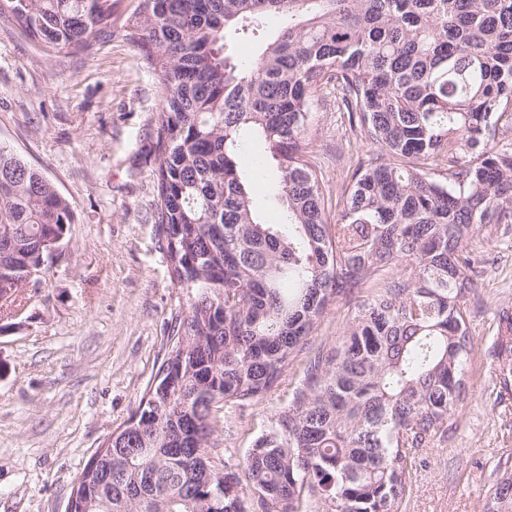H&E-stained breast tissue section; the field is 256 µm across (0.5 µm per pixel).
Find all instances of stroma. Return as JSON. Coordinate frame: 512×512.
Returning <instances> with one entry per match:
<instances>
[{"instance_id": "obj_1", "label": "stroma", "mask_w": 512, "mask_h": 512, "mask_svg": "<svg viewBox=\"0 0 512 512\" xmlns=\"http://www.w3.org/2000/svg\"><path fill=\"white\" fill-rule=\"evenodd\" d=\"M113 3L111 37L76 55L43 51L0 23V145L53 182L75 215L43 280L0 311V512H66L76 478L136 410L166 355L172 318L190 303L170 284L153 218L157 79L122 29L139 0ZM314 99L306 141L333 224L343 185L372 150L332 87ZM239 162L253 178L264 222L284 223L276 167L263 144L246 141ZM474 250L483 286L466 304L465 398L446 441L423 450L403 512H483L499 463L512 462V386L503 384L499 332L502 314H512V224L479 235ZM366 295L356 289L327 308L262 400L221 408L213 455L231 468L242 463Z\"/></svg>"}]
</instances>
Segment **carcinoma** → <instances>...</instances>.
Returning <instances> with one entry per match:
<instances>
[{
  "mask_svg": "<svg viewBox=\"0 0 512 512\" xmlns=\"http://www.w3.org/2000/svg\"><path fill=\"white\" fill-rule=\"evenodd\" d=\"M11 11L46 52L112 35V0H0V18ZM269 15L279 32L238 64L227 35L255 37ZM124 36L158 79L153 215L171 286L192 303L170 326L176 385L147 384L77 512H247L250 496L303 512L307 490L328 512H400L419 449L445 439L466 391L474 237L512 224V145L491 144L512 112V0H140ZM328 84L377 149L334 224L299 148ZM253 136L279 171L286 235L261 221L238 167ZM73 223L56 187L0 146V294L16 302L38 242ZM359 286L367 300L240 468L207 467L212 414L262 399ZM486 512H512L511 468Z\"/></svg>",
  "mask_w": 512,
  "mask_h": 512,
  "instance_id": "cac0c4a2",
  "label": "carcinoma"
}]
</instances>
